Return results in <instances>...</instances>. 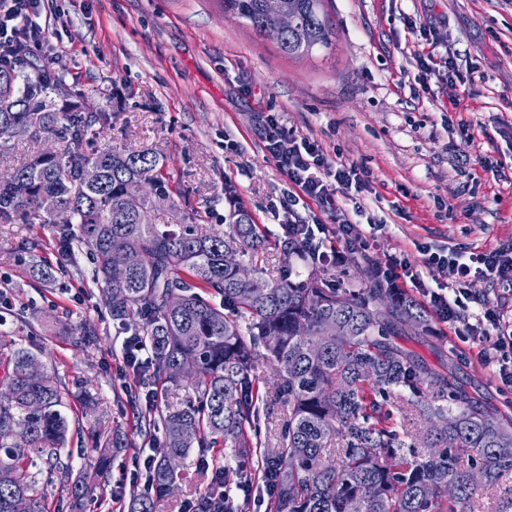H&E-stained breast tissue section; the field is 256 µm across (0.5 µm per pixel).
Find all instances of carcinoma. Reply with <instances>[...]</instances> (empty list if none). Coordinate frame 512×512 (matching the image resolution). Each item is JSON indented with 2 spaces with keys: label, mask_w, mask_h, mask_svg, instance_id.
<instances>
[{
  "label": "carcinoma",
  "mask_w": 512,
  "mask_h": 512,
  "mask_svg": "<svg viewBox=\"0 0 512 512\" xmlns=\"http://www.w3.org/2000/svg\"><path fill=\"white\" fill-rule=\"evenodd\" d=\"M326 0H224V12L245 20L260 36L285 14L294 26L277 41L288 56L328 48L336 36ZM28 61L0 55V142L14 137L38 141L54 135L64 148L39 151L0 178V224L21 220L56 226L55 243H73L94 254L95 278L112 297V319H136L135 335L151 350L150 375L161 384L186 380L194 397L166 413L140 415V432L154 437L159 452L149 480L163 496L177 485L182 461L194 447L222 446L240 458V467L270 487V512H477L480 493L512 475V438L497 415L468 396L451 374L433 369L397 339L424 336L430 313L417 299H401L376 275L377 263L363 257L365 278L340 288L328 268L313 262L304 247H287L306 267L297 279L267 283L262 262L270 245L264 225L243 208L231 214L228 229L207 232L186 224L165 174L166 161L151 149L89 151L88 134L112 128L114 113L80 92L60 110L50 93L63 72L47 62L35 77ZM65 123H59V116ZM95 164L100 182L85 186L80 172ZM147 182L151 191L131 209L125 186ZM169 204L172 224H155L151 211ZM127 253L129 273L110 277L114 253ZM209 298H204V295ZM335 323L337 332L327 326ZM32 352L0 334V363L7 368L0 390V512H15L24 495L29 512H46L36 474L57 470L69 487L74 512L94 497L84 469L61 461L70 428L65 395L47 374L31 381ZM274 367L272 390L260 392L254 375ZM411 397L394 404L393 389ZM288 404L286 439L258 449L248 435L257 403ZM403 418L431 424L423 432L427 456L407 443L393 408ZM93 417L96 476L106 475L112 456L127 447V434L102 427L97 398L84 394ZM24 430L28 441L13 442ZM340 462L328 457L331 440ZM478 451L468 456V449Z\"/></svg>",
  "instance_id": "cac0c4a2"
}]
</instances>
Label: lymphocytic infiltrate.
I'll return each mask as SVG.
<instances>
[{"mask_svg": "<svg viewBox=\"0 0 512 512\" xmlns=\"http://www.w3.org/2000/svg\"><path fill=\"white\" fill-rule=\"evenodd\" d=\"M34 14L33 0H9L0 6V46L17 34L30 32L34 35L32 49H40V27ZM264 142L269 158L292 187L280 201L283 212L293 214L295 206L304 199L319 210L312 223H289V232L299 240L315 243L320 259L329 264L339 263L345 248L368 252L375 235L363 234L336 203L337 193L370 190L368 173L357 164L329 159L316 140L288 129L275 114L266 117ZM417 250L424 265H435L446 272L447 286L428 287L420 266L400 259L381 264L380 276L396 293L412 289L420 294L438 323L453 327L461 342L478 347L481 362L493 367L502 385L511 387L512 322L505 320L499 306L480 297L473 284L489 279L512 293V244L489 253L449 246L435 248L424 243Z\"/></svg>", "mask_w": 512, "mask_h": 512, "instance_id": "f902f5d3", "label": "lymphocytic infiltrate"}]
</instances>
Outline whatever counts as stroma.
Masks as SVG:
<instances>
[{
    "label": "stroma",
    "instance_id": "35a3bbf8",
    "mask_svg": "<svg viewBox=\"0 0 512 512\" xmlns=\"http://www.w3.org/2000/svg\"><path fill=\"white\" fill-rule=\"evenodd\" d=\"M336 46L299 58L280 53L246 21L225 14L224 0H39L42 57L64 72V87L114 109L110 130L93 148L153 149L166 159L177 202L204 230L224 228L245 205L255 223L281 237L279 200L288 179L268 158L262 119L318 140L333 159L365 168L370 191L355 223L378 224L373 258L419 264L416 246L490 252L512 242V0H330ZM430 28L433 45L411 24ZM455 55L474 82L423 76L419 55ZM497 164L486 172L484 162ZM234 195H226L225 185ZM51 267L43 283L31 267ZM94 263L77 246L63 258L48 224H0V332L35 353L68 394L71 425L88 427L83 388L96 390L103 418L121 425L129 446L112 461L103 493L84 512H105L111 496L142 493L130 484L133 458L154 455L138 416L149 402L137 386L130 403L123 380L122 333L112 319ZM84 326L82 343L66 328ZM439 371H452L471 396L506 420L512 392L477 353H461L454 335L409 344ZM186 478L156 512H183L213 482L198 452ZM222 480L235 507L269 512L259 483L229 470Z\"/></svg>",
    "mask_w": 512,
    "mask_h": 512
}]
</instances>
